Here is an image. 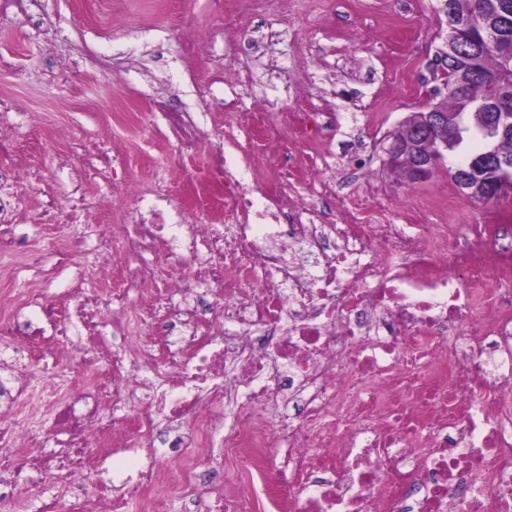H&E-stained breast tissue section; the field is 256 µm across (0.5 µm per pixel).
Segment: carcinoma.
Instances as JSON below:
<instances>
[{
    "label": "carcinoma",
    "mask_w": 512,
    "mask_h": 512,
    "mask_svg": "<svg viewBox=\"0 0 512 512\" xmlns=\"http://www.w3.org/2000/svg\"><path fill=\"white\" fill-rule=\"evenodd\" d=\"M448 35L471 47L465 56L446 54L443 97L448 108V127L436 138L448 142L437 165L450 162L448 174L462 194L479 199L485 184L512 173L483 163L489 147L483 127L473 119L476 111H496L500 94L512 96V0H449L445 9ZM463 87L469 103L459 105L457 87Z\"/></svg>",
    "instance_id": "1"
}]
</instances>
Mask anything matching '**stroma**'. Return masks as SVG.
I'll return each mask as SVG.
<instances>
[{"mask_svg": "<svg viewBox=\"0 0 512 512\" xmlns=\"http://www.w3.org/2000/svg\"><path fill=\"white\" fill-rule=\"evenodd\" d=\"M232 6V0H172L161 13L153 0H112L110 12L95 14L87 0H36L26 11L17 0H0V96L15 102L14 161L36 173L0 185V197L13 201L18 234L35 244L47 232L71 237L88 225L116 223L132 205L113 190L116 176L147 182L156 167L167 166L183 184L187 176L171 164L169 146L142 130L138 116L156 99L198 111L211 64L223 58L252 83L215 84L209 111H223L234 99L243 112L260 100L273 112L336 113L339 126L326 143L333 171L361 150L367 113L378 112L382 135L364 180L382 189L392 217L419 207L433 224L512 218V196L467 199L446 168L412 183L385 164L389 132L442 85L436 62L448 50L442 0H265L241 19L229 16ZM74 139L91 154L122 149L121 168H85L71 149ZM76 188L85 196L81 223L45 215L46 198L62 208ZM42 267L50 272L43 284L50 301L79 285L98 286L95 252L64 265L46 254Z\"/></svg>", "mask_w": 512, "mask_h": 512, "instance_id": "35a3bbf8", "label": "stroma"}]
</instances>
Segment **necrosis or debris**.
<instances>
[{"label": "necrosis or debris", "mask_w": 512, "mask_h": 512, "mask_svg": "<svg viewBox=\"0 0 512 512\" xmlns=\"http://www.w3.org/2000/svg\"><path fill=\"white\" fill-rule=\"evenodd\" d=\"M204 131L196 112H165L183 167L204 134L246 127L240 169L225 145L193 183L199 222L167 219L166 178L134 186L138 204L111 233L52 239L70 262L90 249L115 258L112 289L75 307L47 303L40 278L18 287L34 257L0 204V346L30 362L70 357L80 378L46 386L0 376V404L22 413L0 448V512H16L22 472L79 479L101 449H156L158 460L100 486L94 499L34 490L38 512H244L248 488L213 490L220 472L257 474L269 512H512V240L485 225L492 252L460 224L394 223L371 186L340 197L321 153L292 167L319 129L312 112H241ZM297 133L288 139L283 126ZM337 209L335 222L322 205ZM121 320L98 348L97 312ZM38 309L43 325L22 320ZM295 415L272 423L278 398Z\"/></svg>", "instance_id": "4bbe7bcc"}]
</instances>
